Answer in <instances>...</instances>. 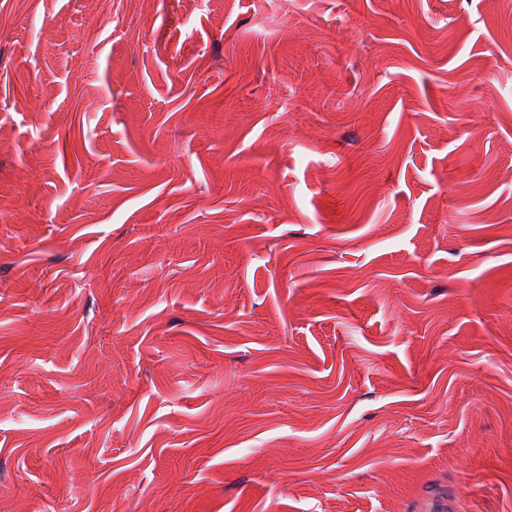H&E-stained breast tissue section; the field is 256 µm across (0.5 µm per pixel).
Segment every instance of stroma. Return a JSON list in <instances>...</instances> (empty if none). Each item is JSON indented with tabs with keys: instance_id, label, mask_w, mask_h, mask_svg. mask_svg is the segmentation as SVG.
Segmentation results:
<instances>
[{
	"instance_id": "obj_1",
	"label": "stroma",
	"mask_w": 512,
	"mask_h": 512,
	"mask_svg": "<svg viewBox=\"0 0 512 512\" xmlns=\"http://www.w3.org/2000/svg\"><path fill=\"white\" fill-rule=\"evenodd\" d=\"M512 512L506 0H0V512Z\"/></svg>"
}]
</instances>
